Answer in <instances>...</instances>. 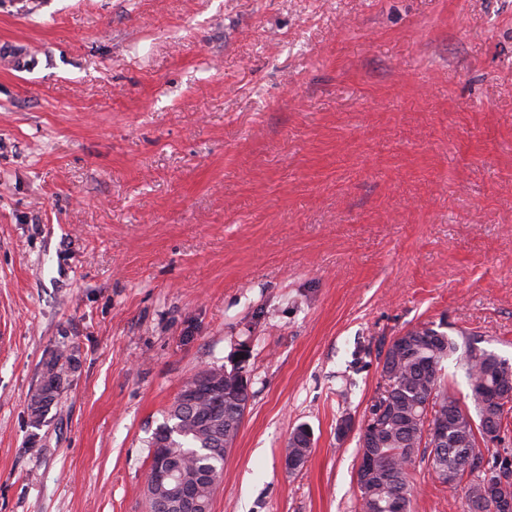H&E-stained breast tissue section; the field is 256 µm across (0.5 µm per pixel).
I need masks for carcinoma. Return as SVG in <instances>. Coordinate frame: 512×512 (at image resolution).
<instances>
[{"instance_id": "obj_1", "label": "carcinoma", "mask_w": 512, "mask_h": 512, "mask_svg": "<svg viewBox=\"0 0 512 512\" xmlns=\"http://www.w3.org/2000/svg\"><path fill=\"white\" fill-rule=\"evenodd\" d=\"M408 342L392 347L399 354L391 362L383 392L372 406L376 433L370 438V464L360 476V512H410L413 472L426 465L431 474L448 484V471L460 473L458 486L464 491L470 512H492L481 502L484 488L512 490V449L481 446V422L493 415L501 432L512 425V400L500 401V391L512 382V372L502 368L504 358L480 347L476 336L452 338L424 327L405 332ZM459 354L465 370L473 407L460 400L459 416L448 418V399L455 396L445 383L443 362ZM58 356L45 362L47 380L32 396L35 421L55 399L60 387ZM242 419L229 413L212 417L210 404L201 402L186 408L173 402L168 417L153 434L150 447L162 445L179 470L185 474L200 469L222 472L224 442H234ZM448 431V442L427 439L424 434L435 425Z\"/></svg>"}]
</instances>
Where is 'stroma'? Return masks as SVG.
<instances>
[{"label": "stroma", "instance_id": "stroma-1", "mask_svg": "<svg viewBox=\"0 0 512 512\" xmlns=\"http://www.w3.org/2000/svg\"><path fill=\"white\" fill-rule=\"evenodd\" d=\"M423 325L512 362V0H0V512H147L153 433L241 349L211 512H359ZM243 355V358H240ZM237 374L235 377H228L227 372L224 369H217L207 371L205 373L193 376L187 380L186 384H183L181 391L179 392V398L188 404L197 402L198 399H210L212 403L217 407L224 406L225 400L237 401L239 408L244 407L245 409L250 400V382L248 377L243 370V364L246 361L245 351L240 350L237 356ZM228 380L237 391L224 388V380ZM243 412V415H244ZM58 355L51 356L45 362V374L47 380L32 396L33 412L35 421L39 422L44 415L43 412L55 399L56 393L60 387V370L58 371Z\"/></svg>", "mask_w": 512, "mask_h": 512}]
</instances>
